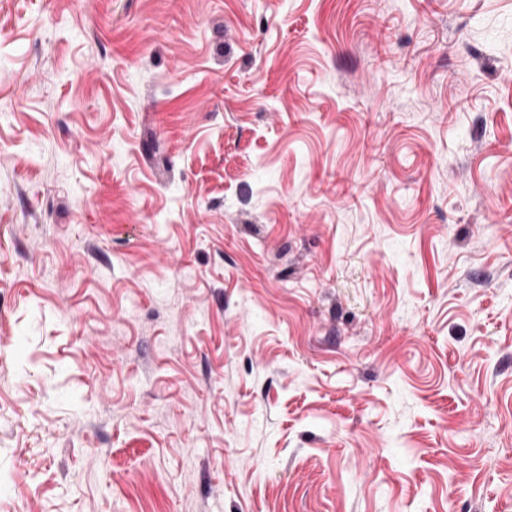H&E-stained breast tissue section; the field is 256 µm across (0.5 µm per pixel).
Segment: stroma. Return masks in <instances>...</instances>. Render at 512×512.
I'll use <instances>...</instances> for the list:
<instances>
[{
    "instance_id": "obj_1",
    "label": "stroma",
    "mask_w": 512,
    "mask_h": 512,
    "mask_svg": "<svg viewBox=\"0 0 512 512\" xmlns=\"http://www.w3.org/2000/svg\"><path fill=\"white\" fill-rule=\"evenodd\" d=\"M0 512H512V0H0Z\"/></svg>"
}]
</instances>
